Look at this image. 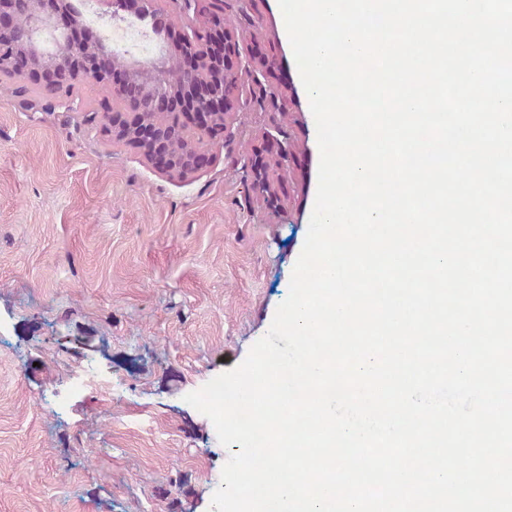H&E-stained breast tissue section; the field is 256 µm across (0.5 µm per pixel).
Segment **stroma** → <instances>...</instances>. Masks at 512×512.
I'll list each match as a JSON object with an SVG mask.
<instances>
[{
  "label": "stroma",
  "mask_w": 512,
  "mask_h": 512,
  "mask_svg": "<svg viewBox=\"0 0 512 512\" xmlns=\"http://www.w3.org/2000/svg\"><path fill=\"white\" fill-rule=\"evenodd\" d=\"M224 26L276 101L184 180L0 81V512H212L232 451L184 397L269 331L320 163L278 0H226ZM275 127L292 155L269 206L240 158ZM78 371L99 383L66 399Z\"/></svg>",
  "instance_id": "1"
}]
</instances>
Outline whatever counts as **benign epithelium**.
<instances>
[{"instance_id":"obj_1","label":"benign epithelium","mask_w":512,"mask_h":512,"mask_svg":"<svg viewBox=\"0 0 512 512\" xmlns=\"http://www.w3.org/2000/svg\"><path fill=\"white\" fill-rule=\"evenodd\" d=\"M135 17L159 19L155 0H135ZM181 23L176 37L157 56L130 61L109 50L107 38L89 30L71 0H0V71L25 87L55 99L66 111L86 113V121L111 128L112 143L136 150L148 163L162 154L170 176L199 172L229 142V120L240 107L238 70L244 35L217 24L224 0H172ZM51 32L43 44L37 36ZM100 80L118 106L110 112L87 109L69 94L78 80ZM275 154L244 159L256 197L275 192L274 173L288 166V140L273 139Z\"/></svg>"}]
</instances>
